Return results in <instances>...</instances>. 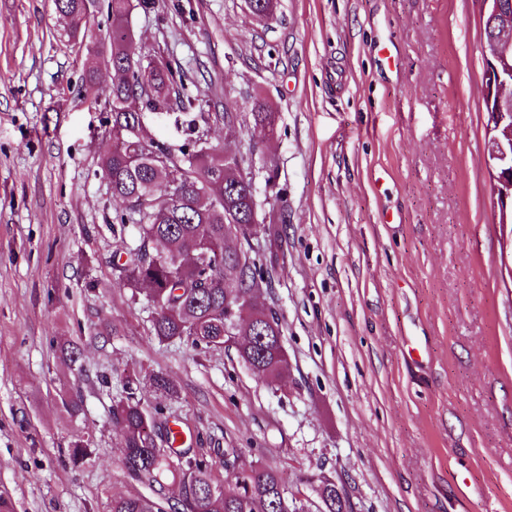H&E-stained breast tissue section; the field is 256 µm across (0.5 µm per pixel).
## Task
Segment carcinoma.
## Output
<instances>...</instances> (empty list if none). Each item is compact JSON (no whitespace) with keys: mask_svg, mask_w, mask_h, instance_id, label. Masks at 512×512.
Here are the masks:
<instances>
[{"mask_svg":"<svg viewBox=\"0 0 512 512\" xmlns=\"http://www.w3.org/2000/svg\"><path fill=\"white\" fill-rule=\"evenodd\" d=\"M70 20V37L83 42L88 32L91 0H55ZM132 0H108L111 19L109 49L102 62L119 74L106 89L90 66L83 90L97 101L105 98L112 112V149L99 167L112 197L125 208L116 216L138 227V241L125 247L126 259L115 264L119 284L137 294L146 289L154 311L153 336L160 343L187 341L194 346L234 347L238 356L271 384L288 372L283 330L274 309L258 301L272 287V267L263 263L252 245L260 237L271 248H282L280 224H253L256 195L245 176L243 158L190 135L178 146L155 140L131 101L149 110L171 108L180 98L181 77L172 64L150 58L135 44L129 25ZM232 105L222 112H201L205 124L232 123ZM254 125L247 129L249 150L263 145L264 128L272 112L257 105ZM139 373L126 376L112 404V421L121 424L122 465L129 477L147 486L152 495L114 496L109 512H163L164 486L176 487L173 512H308L303 501L283 509L285 487L278 473L256 465L237 476L232 486L217 477V462L189 456L175 446L177 434L167 430L159 445L147 441L153 416L138 397ZM88 439L71 442L67 457L74 468L92 455ZM329 488L324 512H345L348 501Z\"/></svg>","mask_w":512,"mask_h":512,"instance_id":"carcinoma-1","label":"carcinoma"}]
</instances>
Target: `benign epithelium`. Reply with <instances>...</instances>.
Listing matches in <instances>:
<instances>
[{
  "instance_id": "1",
  "label": "benign epithelium",
  "mask_w": 512,
  "mask_h": 512,
  "mask_svg": "<svg viewBox=\"0 0 512 512\" xmlns=\"http://www.w3.org/2000/svg\"><path fill=\"white\" fill-rule=\"evenodd\" d=\"M492 51L485 54L482 94L495 103L491 124L484 144L486 166L495 178L494 198L496 220L508 228L512 223V114L502 108L512 102V76L501 70V51L512 44V22L496 26L489 40Z\"/></svg>"
}]
</instances>
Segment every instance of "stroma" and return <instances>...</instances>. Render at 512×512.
I'll list each match as a JSON object with an SVG mask.
<instances>
[{
	"label": "stroma",
	"instance_id": "obj_1",
	"mask_svg": "<svg viewBox=\"0 0 512 512\" xmlns=\"http://www.w3.org/2000/svg\"><path fill=\"white\" fill-rule=\"evenodd\" d=\"M130 27L184 74L183 108L146 114L181 144L202 106L256 102L276 135L248 154L257 187L283 191L288 241L261 299L289 369L258 381L235 350L162 345L144 294L120 287L123 205L101 175L111 112L82 90L107 50V0L82 45L54 0H0V494L16 512H108L147 489L122 468L112 400L140 369L188 448L275 470L317 512L321 478L350 512H512V276L500 262L484 168L479 0H151ZM81 361L66 366L61 344ZM181 391L166 399L150 377ZM79 393L72 417L60 398ZM89 438L71 469L65 451Z\"/></svg>",
	"mask_w": 512,
	"mask_h": 512
}]
</instances>
